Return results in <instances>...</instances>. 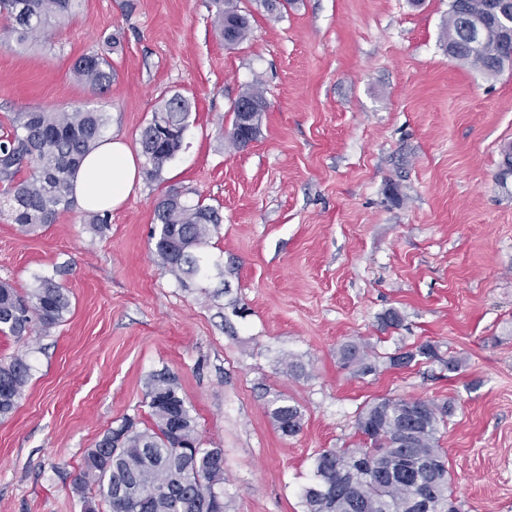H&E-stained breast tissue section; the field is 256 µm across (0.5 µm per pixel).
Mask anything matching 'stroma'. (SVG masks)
I'll return each instance as SVG.
<instances>
[{
  "mask_svg": "<svg viewBox=\"0 0 512 512\" xmlns=\"http://www.w3.org/2000/svg\"><path fill=\"white\" fill-rule=\"evenodd\" d=\"M240 5L253 34L236 46L213 0H82L42 42L0 46V135L16 113L83 105L136 152L163 99L192 104L180 151L104 232L77 203L32 234L0 213V281L24 293L52 274L71 301L49 331L0 332V359L32 366L0 419V512H81L85 451L124 418L147 421L161 370L224 450L226 512H304L317 453L366 446L358 416L383 398L451 404L437 445L460 512H512V68L449 58L450 0ZM103 49L115 78L101 93L72 66ZM256 84L259 133L232 148L233 105ZM172 188L223 217L208 277L156 262L154 207ZM391 310L401 327L383 328ZM349 343L375 371L342 363ZM425 343L436 358L390 366ZM279 396L302 412L296 435L269 414Z\"/></svg>",
  "mask_w": 512,
  "mask_h": 512,
  "instance_id": "35a3bbf8",
  "label": "stroma"
}]
</instances>
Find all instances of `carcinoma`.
I'll return each mask as SVG.
<instances>
[{
  "label": "carcinoma",
  "instance_id": "1",
  "mask_svg": "<svg viewBox=\"0 0 512 512\" xmlns=\"http://www.w3.org/2000/svg\"><path fill=\"white\" fill-rule=\"evenodd\" d=\"M217 35L230 45L249 39L252 28L238 0H215ZM80 0H0V19L7 21L5 34L19 44L33 43L45 35L51 21L73 18ZM488 0H454L448 11L445 37L454 59L485 74L504 70L498 65L499 48L491 44L473 50L465 44L464 23L487 14ZM76 81L104 91L112 85V63L99 51L83 54L73 67ZM265 101L252 87L234 103L227 136L240 148L242 122L239 102ZM191 103L175 93L166 99L140 133L147 177L157 178L181 149ZM107 113L85 106L69 109L34 108L19 112L12 131L0 137V182L5 185L0 201L9 218L24 232L54 223L61 209L73 203L70 178L83 158L98 144L108 126ZM30 174L20 177L22 169ZM156 224L151 239L160 268L178 280L205 277L208 259L200 253L221 216L210 205L193 202L186 194L169 190L155 207ZM70 312L65 288L53 276L37 278V286L21 293L0 281V330L25 336L47 331L62 323ZM435 358L436 349L426 343L414 352L389 357L392 367L406 366L415 357ZM342 359L356 363L357 371L370 372L367 354L351 343L341 350ZM31 366L16 356L0 362V418L12 414L31 380ZM149 424L138 426L130 418L109 428L84 454L73 486L82 512H99L105 502L110 512H224V452L205 448L198 436L196 419L181 394L175 376L153 373L146 382ZM425 417L410 437L400 431L408 420L406 398L382 399L367 406L357 421L358 431L370 448H328L315 458V481L304 487V512H412L410 500L423 494L431 512H456L448 508L451 476L436 434L451 405L421 400ZM271 416L281 432L297 434L302 427L298 406L283 398L271 402ZM406 459L415 480H392L388 469Z\"/></svg>",
  "mask_w": 512,
  "mask_h": 512
}]
</instances>
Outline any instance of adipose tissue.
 Returning <instances> with one entry per match:
<instances>
[{
	"instance_id": "1",
	"label": "adipose tissue",
	"mask_w": 512,
	"mask_h": 512,
	"mask_svg": "<svg viewBox=\"0 0 512 512\" xmlns=\"http://www.w3.org/2000/svg\"><path fill=\"white\" fill-rule=\"evenodd\" d=\"M142 170L124 141H101L84 159L71 179L72 192L83 208L112 210L122 205L139 184Z\"/></svg>"
}]
</instances>
